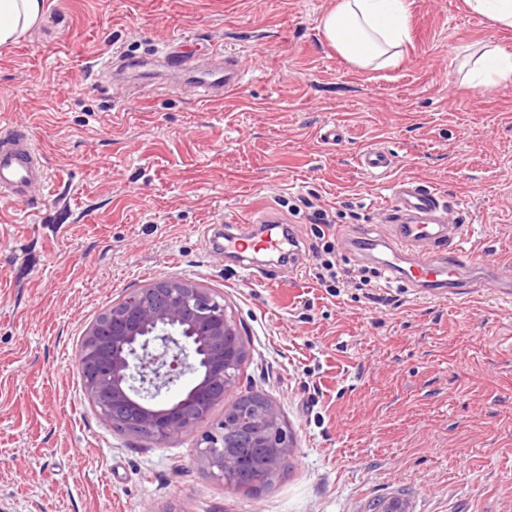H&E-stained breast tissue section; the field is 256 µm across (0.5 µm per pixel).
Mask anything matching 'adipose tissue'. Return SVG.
Segmentation results:
<instances>
[{"label":"adipose tissue","instance_id":"adipose-tissue-1","mask_svg":"<svg viewBox=\"0 0 512 512\" xmlns=\"http://www.w3.org/2000/svg\"><path fill=\"white\" fill-rule=\"evenodd\" d=\"M43 0H0V45L17 41L43 16ZM407 0H336L319 25L324 41L361 68L395 67L409 40ZM475 82L485 90L512 84V51L493 47L480 59Z\"/></svg>","mask_w":512,"mask_h":512}]
</instances>
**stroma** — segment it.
I'll list each match as a JSON object with an SVG mask.
<instances>
[{
  "label": "stroma",
  "mask_w": 512,
  "mask_h": 512,
  "mask_svg": "<svg viewBox=\"0 0 512 512\" xmlns=\"http://www.w3.org/2000/svg\"><path fill=\"white\" fill-rule=\"evenodd\" d=\"M336 0H44L0 46V125L25 129L49 179L0 197V512H512V305L368 284L345 230L388 221L413 179L465 244L512 268V85L467 86L478 54L512 50L465 0H408L398 67L357 68L322 39ZM184 40L222 45L244 80L216 103L190 86L106 81L111 57ZM338 129L332 142L325 134ZM389 150L384 175L358 154ZM312 206L340 226L320 285ZM311 206V207H312ZM267 216L297 237V269L243 282L210 251L215 224ZM164 278L208 288L247 346L235 390L274 404L294 441L285 469L227 489L201 461L225 405L158 445L115 430L84 393L86 328Z\"/></svg>",
  "instance_id": "1"
}]
</instances>
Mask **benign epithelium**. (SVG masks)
<instances>
[{"mask_svg":"<svg viewBox=\"0 0 512 512\" xmlns=\"http://www.w3.org/2000/svg\"><path fill=\"white\" fill-rule=\"evenodd\" d=\"M245 356L236 321L208 289L161 279L131 291L89 325L78 367L85 394L113 428L164 444L233 395ZM187 372L194 379L183 397L156 402ZM202 443V461L234 489L262 482L242 479L251 467L268 476L293 456L291 433L269 402L255 414L246 407L226 413Z\"/></svg>","mask_w":512,"mask_h":512,"instance_id":"obj_1","label":"benign epithelium"}]
</instances>
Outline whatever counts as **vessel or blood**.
Returning <instances> with one entry per match:
<instances>
[{"mask_svg":"<svg viewBox=\"0 0 512 512\" xmlns=\"http://www.w3.org/2000/svg\"><path fill=\"white\" fill-rule=\"evenodd\" d=\"M209 58L210 66L197 69L193 83L202 100L219 102L242 83L244 73L237 60L225 55L220 47H212ZM157 59L169 73L177 74L190 55L178 45L166 47L158 56L146 54L132 65L137 77L153 79L152 65ZM359 164L370 174L383 175L391 169L393 157L383 149L371 148L361 153ZM47 177L37 147L24 130L14 127L0 134V192L25 200L34 187L45 184ZM391 208L397 223L345 234L351 250L361 260H376L386 283L399 284L417 294L469 301L482 296L486 285L491 284L500 297L512 301V277H502L496 266L464 247L462 227L451 229L443 223L438 195L415 181L401 180L393 186ZM249 250L291 254L295 241L273 224L266 225L259 234L250 225L241 224L216 248L220 254Z\"/></svg>","mask_w":512,"mask_h":512,"instance_id":"obj_1","label":"vessel or blood"}]
</instances>
